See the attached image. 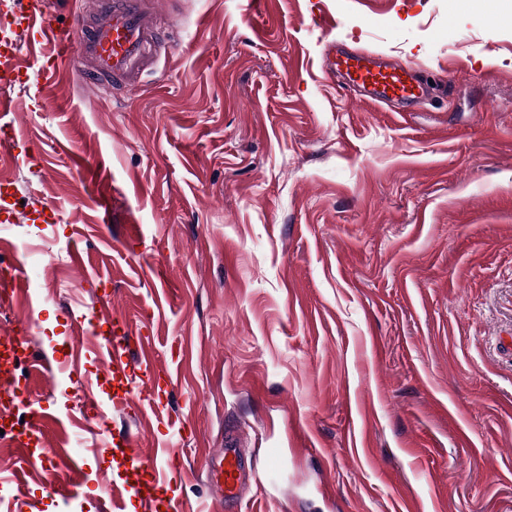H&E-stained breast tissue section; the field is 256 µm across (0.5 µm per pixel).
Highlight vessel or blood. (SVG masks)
<instances>
[{"mask_svg":"<svg viewBox=\"0 0 512 512\" xmlns=\"http://www.w3.org/2000/svg\"><path fill=\"white\" fill-rule=\"evenodd\" d=\"M11 22L29 34L35 59L32 77L45 87L52 86L60 78L59 61L76 57L86 63L90 79L136 83L151 66L156 51L164 42L160 27L143 10L142 0H99L96 18L89 19L77 13L68 25L55 22L51 0H20ZM79 28L88 32L80 41L74 38V32ZM16 50L15 43H0L1 86L13 85L16 81ZM333 65L344 73L349 86L363 90L365 99L371 102L409 101L417 99L421 93L414 78V67L409 63L388 65L362 55L341 53L334 57ZM99 345L108 358V374L113 381L119 384L133 382L144 406L165 419L170 428L183 431L182 418L171 413L164 400L173 384V374L156 371L151 359L137 358V351L144 347L142 337L134 335L126 322L116 318L112 321L111 334L100 337ZM29 358L19 337L0 336V390L7 392L20 388L19 366L21 361ZM43 423V414L37 412L24 427L6 430L4 436L11 447L19 451L21 472L36 470L56 478L61 474L55 463L58 449L45 447L37 452L31 449ZM117 445L122 455L128 457L137 477L144 512H172L174 501L164 498L161 490L177 483V453L168 448L161 459L146 461L134 452L133 436L122 437ZM205 467L223 488L225 501H237L246 477L238 449L225 446L223 455L206 459Z\"/></svg>","mask_w":512,"mask_h":512,"instance_id":"obj_1","label":"vessel or blood"}]
</instances>
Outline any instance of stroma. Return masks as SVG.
Masks as SVG:
<instances>
[{
    "instance_id": "35a3bbf8",
    "label": "stroma",
    "mask_w": 512,
    "mask_h": 512,
    "mask_svg": "<svg viewBox=\"0 0 512 512\" xmlns=\"http://www.w3.org/2000/svg\"><path fill=\"white\" fill-rule=\"evenodd\" d=\"M148 2L167 42L136 86L0 87L43 154L0 142V267L49 254L30 307L0 308L42 360L15 415L82 443L20 487L0 444V500L141 512L93 445L128 428L146 460L180 444L182 512H512V0ZM332 43L418 65L428 98L368 103ZM115 317L177 376L186 437L138 393L114 407L93 332ZM228 440L252 470L233 507L204 470Z\"/></svg>"
}]
</instances>
